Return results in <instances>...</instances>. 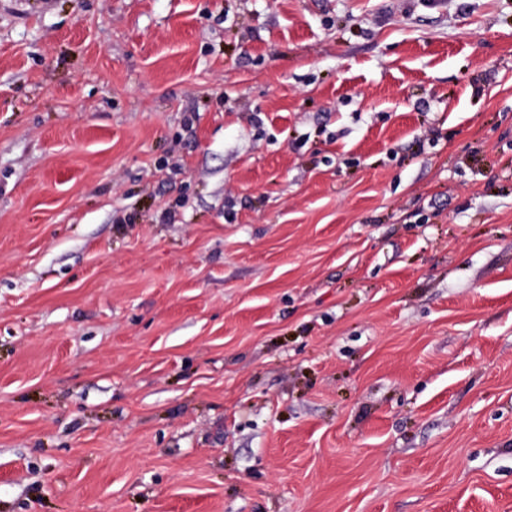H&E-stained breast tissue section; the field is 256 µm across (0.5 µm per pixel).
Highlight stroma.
Instances as JSON below:
<instances>
[{
  "label": "stroma",
  "instance_id": "1",
  "mask_svg": "<svg viewBox=\"0 0 512 512\" xmlns=\"http://www.w3.org/2000/svg\"><path fill=\"white\" fill-rule=\"evenodd\" d=\"M0 512H512V0H0Z\"/></svg>",
  "mask_w": 512,
  "mask_h": 512
}]
</instances>
